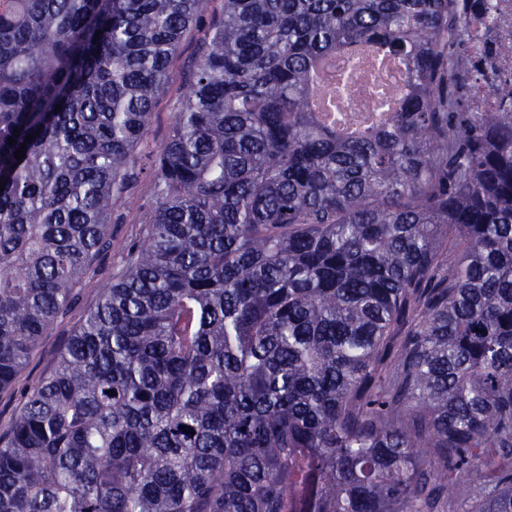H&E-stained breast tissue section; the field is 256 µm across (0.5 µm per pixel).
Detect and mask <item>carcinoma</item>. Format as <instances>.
I'll return each mask as SVG.
<instances>
[{
	"mask_svg": "<svg viewBox=\"0 0 512 512\" xmlns=\"http://www.w3.org/2000/svg\"><path fill=\"white\" fill-rule=\"evenodd\" d=\"M210 2L0 0V392L144 158L156 197L0 434V512H512V84L462 50L494 0H222L145 156ZM362 43L408 81L343 137L318 68ZM221 11V0L211 2L208 11L200 19L197 27H194L185 36L179 55L171 64L169 80L165 91L160 94L156 101L143 154L157 150L169 136L172 130L173 113L181 92L186 66L196 57L197 43L201 32L210 25L214 16L220 15Z\"/></svg>",
	"mask_w": 512,
	"mask_h": 512,
	"instance_id": "obj_1",
	"label": "carcinoma"
}]
</instances>
